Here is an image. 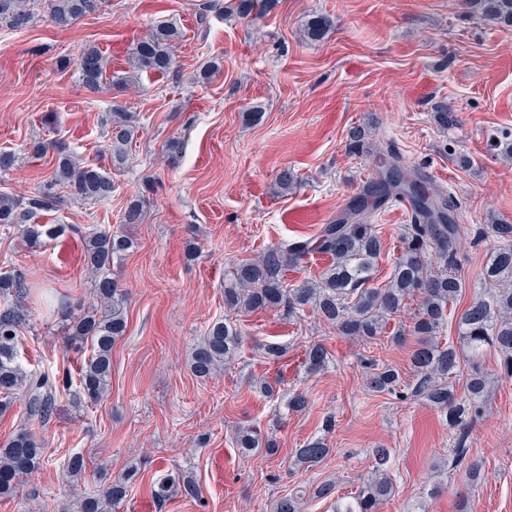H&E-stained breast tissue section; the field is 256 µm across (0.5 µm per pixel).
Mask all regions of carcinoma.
<instances>
[{
	"label": "carcinoma",
	"instance_id": "obj_1",
	"mask_svg": "<svg viewBox=\"0 0 512 512\" xmlns=\"http://www.w3.org/2000/svg\"><path fill=\"white\" fill-rule=\"evenodd\" d=\"M37 0H0V25L11 29L26 27L34 20L31 4ZM102 0H45L49 20L61 29L70 28L78 19L96 12ZM271 6L270 0H235L227 6L244 16ZM485 15L512 23V0H485ZM327 15L313 16L306 25L309 39L317 41L333 27ZM182 32L173 22L155 26L138 41L128 58L131 73L118 78L127 85L142 72L167 74L175 65L174 49ZM82 84L91 91L101 88L107 70V58L96 47H87L76 61ZM109 139L112 163L125 162L128 147L136 135L134 118L116 109L112 113ZM35 154L52 151L55 167L47 183L48 191L26 198L0 195V226L16 228L32 248H40L68 233L83 243L84 262L93 286L96 305L88 312L69 318L65 338L75 344L91 341L93 355L82 365L78 378L62 375L30 373L17 360V348L26 309L19 301L27 288L20 273L0 275V415L7 413L12 399L21 396L26 426L18 429L0 446V497H11L23 477L39 469L44 448L35 440L27 424H44L51 418L59 390H71L79 401L96 403L110 390L112 382V347L127 328L125 294L112 278V263L132 247L131 238L122 232L85 229L77 224H33L38 212L58 206L60 198L51 192L58 185L69 196L81 201L102 202L114 190L112 179L99 167L77 160L65 142L55 140L33 145ZM374 160L379 179L368 186L365 200L349 206L335 221L325 224L313 238L275 245L255 260L238 262L224 282V308L230 312L282 309L296 315L311 308L320 319L336 327L343 336L370 341L380 335L387 322L419 298L417 310L409 325V335L418 338L411 366L417 383L412 396L439 411L448 424L466 429L468 423L483 413L492 379L480 365L485 347H493L502 356L501 374L512 378V224L488 225L495 248L490 262L482 271L485 288L463 309L456 329L459 345L440 343V332L448 324V305L458 300L466 288L465 281L448 272V264L457 253L461 228L453 216V205L419 170L400 164L399 156L389 147L375 151ZM394 198L408 200L414 223L407 225L403 250L394 261L389 281L372 287L375 264L381 253V241L366 215L377 203ZM144 219V202L136 199L124 212V223L140 224ZM313 252L324 253L332 263L319 278L298 286L286 283L285 273L299 265ZM241 342V333L229 318L207 326L190 354V367L199 378H209L232 362ZM311 372L327 366V349L320 343L305 352ZM468 362L466 396L455 398L451 378L461 363ZM370 382L378 391H394L400 386V373L390 365L367 360ZM236 444L248 453L263 448L272 453L276 442L254 429H241ZM330 452L322 438L309 441L295 450V463L313 465ZM470 449L459 444L453 449V461H468L469 481L477 485L483 479L482 463L467 460ZM372 471L363 479L361 489L352 499L334 501L333 512H377L391 499L394 485L388 471L390 452L386 448L373 451ZM139 474L132 466L120 479L107 484L92 497L77 500L79 512H108L125 500L130 484ZM186 497H199L198 484L189 476L165 478L153 494L160 500L170 491Z\"/></svg>",
	"mask_w": 512,
	"mask_h": 512
}]
</instances>
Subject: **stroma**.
<instances>
[{"label":"stroma","mask_w":512,"mask_h":512,"mask_svg":"<svg viewBox=\"0 0 512 512\" xmlns=\"http://www.w3.org/2000/svg\"><path fill=\"white\" fill-rule=\"evenodd\" d=\"M105 0L67 29L43 7L21 30L0 28V149L17 156L0 172V194L39 193L53 171L35 142L64 140L74 156L110 172L102 203L63 199L39 212L40 224L126 230L134 247L112 265L126 293L127 331L112 348V386L95 405L59 393L52 417L31 432L45 448L40 468L0 512H73L77 498L138 466L127 498L113 512H273L300 490L301 512H332L315 486L337 496L357 491L373 451H391L394 496L378 512H512V378H500L501 355L488 349L483 368L495 379L482 417L468 431L485 481L470 486L464 466L448 468L456 440L441 413L400 393L367 383L363 358L396 366L414 384L416 337L397 336L410 313L391 319L374 343L341 336L312 311L237 314L244 334L235 362L213 378L194 376L189 351L207 325L224 318V280L235 263L267 247L316 236L377 173L350 146L365 129L371 142L392 146L447 196L464 232L455 271L467 283L451 306L460 312L490 261L488 224L512 222V159L496 140L512 132V24L486 20L480 0H276L270 11L240 16L225 0ZM326 14L334 25L321 40L304 34ZM176 22L183 37L176 67L141 74L138 87H83L75 62L87 46L103 51L112 74L129 69L130 48L157 24ZM223 58L219 73L201 71ZM134 115L137 135L123 166L113 167L108 121L114 108ZM454 112L441 128L436 112ZM260 111L254 121L250 112ZM472 164L463 169L457 155ZM299 179L279 193L283 168ZM144 220L122 226L133 198ZM368 220L382 242L374 284H385L403 246L412 212L391 200ZM23 273L28 310L19 362L28 371L77 370L90 348L67 344V313H80L90 282L83 244L65 235L28 249L17 231L0 228V274ZM325 345L321 371L304 364L308 345ZM276 343L284 355L268 358ZM305 393V411L289 395ZM272 436L278 451L241 453L235 431ZM325 438L331 452L313 466L293 465L296 448ZM86 474L71 477L70 455ZM190 473L201 496L156 499L151 485L175 470Z\"/></svg>","instance_id":"stroma-1"}]
</instances>
